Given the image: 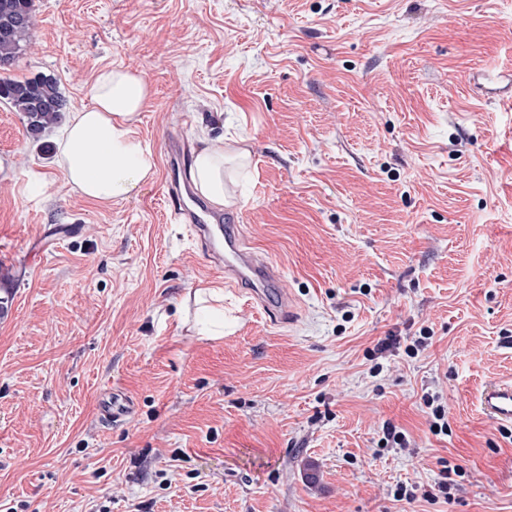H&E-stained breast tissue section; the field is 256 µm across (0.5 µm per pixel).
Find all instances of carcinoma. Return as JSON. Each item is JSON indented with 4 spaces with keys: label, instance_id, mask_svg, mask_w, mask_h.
<instances>
[{
    "label": "carcinoma",
    "instance_id": "cac0c4a2",
    "mask_svg": "<svg viewBox=\"0 0 512 512\" xmlns=\"http://www.w3.org/2000/svg\"><path fill=\"white\" fill-rule=\"evenodd\" d=\"M34 26L33 0H0V100L23 114L27 134L38 140L46 128L59 123L66 100L51 77L19 79L9 74Z\"/></svg>",
    "mask_w": 512,
    "mask_h": 512
}]
</instances>
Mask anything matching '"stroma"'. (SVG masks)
Segmentation results:
<instances>
[{"mask_svg":"<svg viewBox=\"0 0 512 512\" xmlns=\"http://www.w3.org/2000/svg\"><path fill=\"white\" fill-rule=\"evenodd\" d=\"M33 9L11 75L55 78L72 110L100 69L139 74L157 167L89 202L57 127L32 140L0 100V512H512V440L478 403L512 380V0ZM175 137L248 151L235 222L283 269L293 324L171 219ZM210 284L215 339L187 300ZM115 388L135 409L109 428Z\"/></svg>","mask_w":512,"mask_h":512,"instance_id":"obj_1","label":"stroma"}]
</instances>
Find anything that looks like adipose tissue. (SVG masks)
<instances>
[{
    "label": "adipose tissue",
    "mask_w": 512,
    "mask_h": 512,
    "mask_svg": "<svg viewBox=\"0 0 512 512\" xmlns=\"http://www.w3.org/2000/svg\"><path fill=\"white\" fill-rule=\"evenodd\" d=\"M89 107L69 113L58 144V164L71 190L96 203L130 192L156 171L153 152L134 137L132 124L150 96L138 74L123 67L98 72L88 88ZM244 163L241 153L207 147L193 160L197 193L221 207L233 203L224 177L225 161Z\"/></svg>",
    "instance_id": "adipose-tissue-1"
}]
</instances>
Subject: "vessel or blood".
<instances>
[{"mask_svg":"<svg viewBox=\"0 0 512 512\" xmlns=\"http://www.w3.org/2000/svg\"><path fill=\"white\" fill-rule=\"evenodd\" d=\"M169 154L173 165L165 181V199L171 215L186 222L195 240L200 241L204 259L218 264L231 283L249 289L270 320L293 319L295 308L291 294L283 288L280 266L243 242L240 232L231 225L232 215L200 203L185 207L184 196L189 188L179 163V145L171 144ZM480 405L490 420L512 425V381L487 383Z\"/></svg>","mask_w":512,"mask_h":512,"instance_id":"vessel-or-blood-1","label":"vessel or blood"}]
</instances>
